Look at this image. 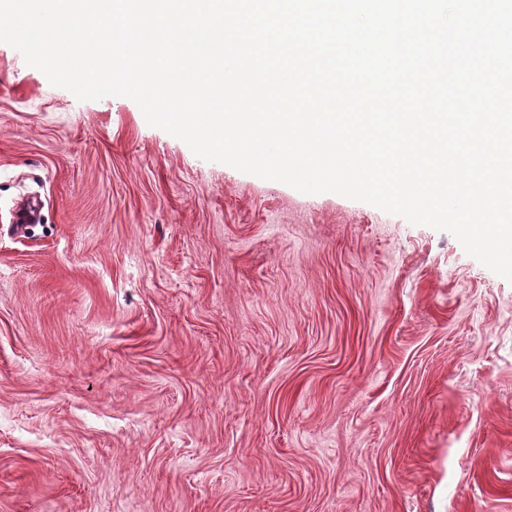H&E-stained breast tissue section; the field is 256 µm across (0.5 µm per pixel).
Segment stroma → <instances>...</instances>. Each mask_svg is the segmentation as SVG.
Here are the masks:
<instances>
[{
    "label": "stroma",
    "mask_w": 512,
    "mask_h": 512,
    "mask_svg": "<svg viewBox=\"0 0 512 512\" xmlns=\"http://www.w3.org/2000/svg\"><path fill=\"white\" fill-rule=\"evenodd\" d=\"M0 512H512V283L0 43Z\"/></svg>",
    "instance_id": "35a3bbf8"
}]
</instances>
